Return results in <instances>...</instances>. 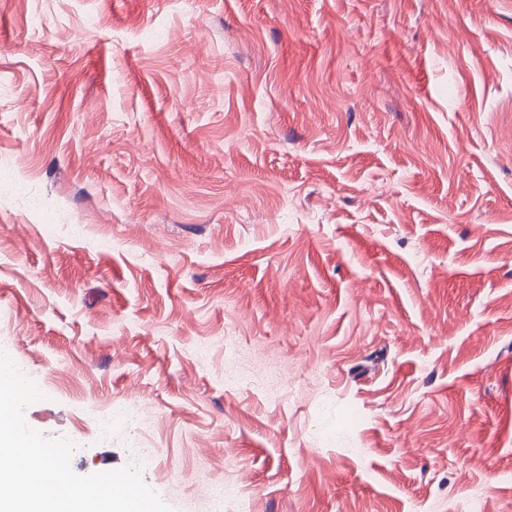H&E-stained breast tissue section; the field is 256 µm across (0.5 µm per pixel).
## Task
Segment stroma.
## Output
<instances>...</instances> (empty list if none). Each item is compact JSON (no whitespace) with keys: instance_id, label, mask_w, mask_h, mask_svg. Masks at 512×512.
Segmentation results:
<instances>
[{"instance_id":"1","label":"stroma","mask_w":512,"mask_h":512,"mask_svg":"<svg viewBox=\"0 0 512 512\" xmlns=\"http://www.w3.org/2000/svg\"><path fill=\"white\" fill-rule=\"evenodd\" d=\"M0 353L172 512H512V0H0Z\"/></svg>"}]
</instances>
